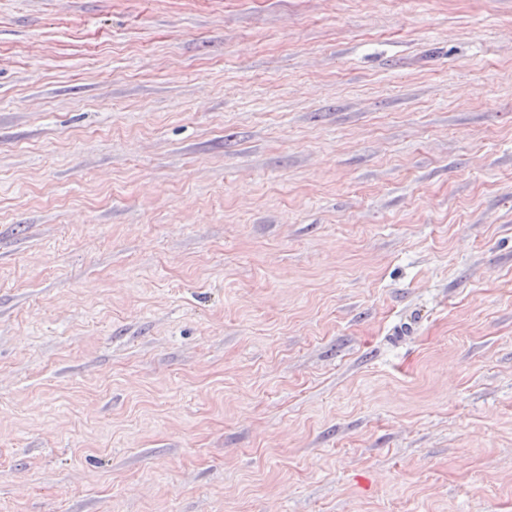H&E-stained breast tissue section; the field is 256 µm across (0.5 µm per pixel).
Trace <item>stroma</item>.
Listing matches in <instances>:
<instances>
[{
  "label": "stroma",
  "instance_id": "35a3bbf8",
  "mask_svg": "<svg viewBox=\"0 0 512 512\" xmlns=\"http://www.w3.org/2000/svg\"><path fill=\"white\" fill-rule=\"evenodd\" d=\"M0 512H512V0H0Z\"/></svg>",
  "mask_w": 512,
  "mask_h": 512
}]
</instances>
